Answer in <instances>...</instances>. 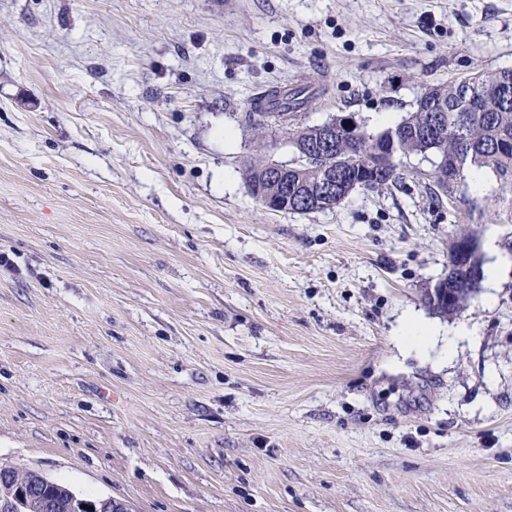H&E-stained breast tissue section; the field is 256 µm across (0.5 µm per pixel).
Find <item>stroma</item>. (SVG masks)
<instances>
[{
	"label": "stroma",
	"mask_w": 512,
	"mask_h": 512,
	"mask_svg": "<svg viewBox=\"0 0 512 512\" xmlns=\"http://www.w3.org/2000/svg\"><path fill=\"white\" fill-rule=\"evenodd\" d=\"M502 68L512 0H0V462L131 512H512V193L244 179L294 156L263 89L378 131ZM468 232L500 276L443 318ZM302 90H295L291 92L289 95L285 97L279 98L278 95H275V98L271 101L269 110L264 112L268 105V98L266 96V92H261L256 95V98H253L254 108L252 112L255 114L249 113L250 119L254 121L257 125H266L268 122H274V124L282 125V128L288 127V121L292 120L291 116H294L295 109L301 108L304 101H300V94ZM289 96V97H288Z\"/></svg>",
	"instance_id": "stroma-1"
}]
</instances>
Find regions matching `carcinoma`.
Returning a JSON list of instances; mask_svg holds the SVG:
<instances>
[{
  "label": "carcinoma",
  "mask_w": 512,
  "mask_h": 512,
  "mask_svg": "<svg viewBox=\"0 0 512 512\" xmlns=\"http://www.w3.org/2000/svg\"><path fill=\"white\" fill-rule=\"evenodd\" d=\"M301 91L274 98L267 112H257L250 119L257 125L273 122L286 128L289 143L295 149L288 161V195L293 214L320 211L316 205L319 182L331 172L338 181H351L357 174L354 162L373 160L388 153L385 173H368V190L397 186L401 179L403 160L419 156L431 164L428 191L435 201L452 192L442 181L448 161L457 176V183L491 171L512 189V69H500L487 74L432 87L431 101L401 117L377 132L359 128L353 137L346 131L336 133L334 146L319 155L323 125L290 128L288 121L303 105ZM484 258L480 249L461 255L448 253V267L461 266L471 277L459 281L448 275L450 288H461V302L471 299L479 290L483 278Z\"/></svg>",
  "instance_id": "cac0c4a2"
}]
</instances>
